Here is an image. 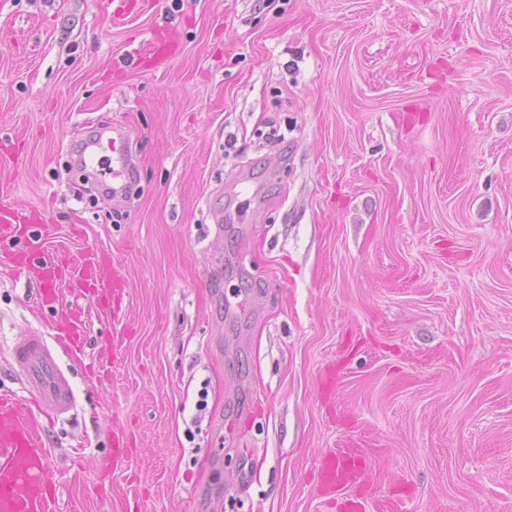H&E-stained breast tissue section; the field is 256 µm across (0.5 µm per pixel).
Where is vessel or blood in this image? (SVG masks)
Returning <instances> with one entry per match:
<instances>
[{"mask_svg":"<svg viewBox=\"0 0 512 512\" xmlns=\"http://www.w3.org/2000/svg\"><path fill=\"white\" fill-rule=\"evenodd\" d=\"M179 49L175 37L150 38L128 51L126 58L138 67L155 69ZM71 163L110 188L117 199L130 186L136 157L127 132L108 124L94 127ZM47 229L35 211L0 202V263L23 270L36 287L38 303L54 313L52 336L28 332L15 339L13 366L26 394L35 395L39 406L58 419L75 410L76 397L54 348L64 346L71 359H78L85 354L86 334L81 313L64 306L61 296L67 292L86 300L108 319L113 304L126 293V281L116 274L111 252L90 249L75 257L39 246ZM25 396L0 389V512H58V477L47 429L32 415ZM129 451L127 432L114 431L111 452L100 461L102 475H111ZM371 462L367 449L352 444L326 449L315 473L320 495L341 502L345 512H364L363 488Z\"/></svg>","mask_w":512,"mask_h":512,"instance_id":"vessel-or-blood-1","label":"vessel or blood"}]
</instances>
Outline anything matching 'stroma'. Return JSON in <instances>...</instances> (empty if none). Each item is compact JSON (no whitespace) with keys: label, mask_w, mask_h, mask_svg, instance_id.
Instances as JSON below:
<instances>
[{"label":"stroma","mask_w":512,"mask_h":512,"mask_svg":"<svg viewBox=\"0 0 512 512\" xmlns=\"http://www.w3.org/2000/svg\"><path fill=\"white\" fill-rule=\"evenodd\" d=\"M144 3L0 0V138L25 134L0 197L127 282L112 323L86 312L90 355L121 341L109 375L67 366L49 429L63 512H203L200 485L218 512H340L314 470L348 439L402 512H512V0ZM170 29L164 68L113 67ZM108 123L126 199L70 167ZM49 330L0 267V389ZM130 451L129 436L124 430L113 431L112 433V449L108 456L100 461V471L102 475L110 476L123 460L128 457Z\"/></svg>","instance_id":"1"}]
</instances>
